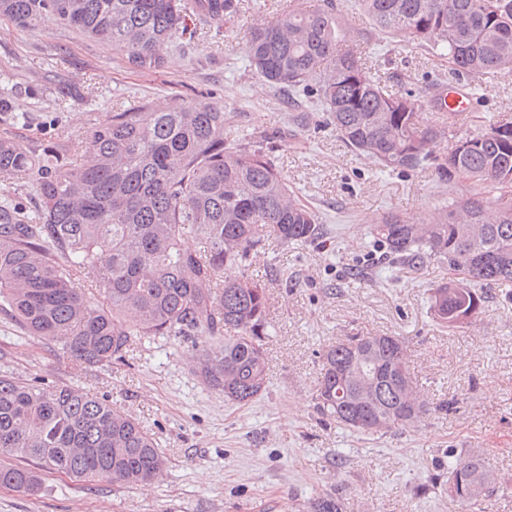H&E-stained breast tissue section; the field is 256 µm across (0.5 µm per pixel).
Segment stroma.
<instances>
[{
  "label": "stroma",
  "instance_id": "stroma-1",
  "mask_svg": "<svg viewBox=\"0 0 512 512\" xmlns=\"http://www.w3.org/2000/svg\"><path fill=\"white\" fill-rule=\"evenodd\" d=\"M288 0H240L222 29L177 40L160 72L127 71L111 48L51 22L27 30L0 25V79L31 125L13 130L32 152L69 155L105 113L150 102L224 106V135L263 132L276 163L315 211L324 235L303 245H270L243 269L269 298L265 392L242 405L205 388L190 371L189 340L135 345L125 362L80 367L60 349L25 335L0 315V375L75 386L136 417L166 459L162 479L128 487L45 474L38 492L0 488V512H306L320 495L343 512H462L441 489L448 449L489 456L506 487L488 512H512V285L483 287L481 313L444 328L430 311L447 265L379 260L369 226L386 212L432 217L471 185L433 168L393 172L357 155L312 99H286L249 67L250 31L283 13ZM364 66L392 93L412 92L425 117L447 65L425 52L386 43L364 16L338 7ZM75 91L65 99L59 86ZM484 119L512 115V73L480 84ZM349 336H397L411 376L433 406L414 427L356 434L315 409L323 350ZM453 410L437 411L439 402Z\"/></svg>",
  "mask_w": 512,
  "mask_h": 512
}]
</instances>
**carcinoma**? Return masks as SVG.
<instances>
[{
    "instance_id": "carcinoma-1",
    "label": "carcinoma",
    "mask_w": 512,
    "mask_h": 512,
    "mask_svg": "<svg viewBox=\"0 0 512 512\" xmlns=\"http://www.w3.org/2000/svg\"><path fill=\"white\" fill-rule=\"evenodd\" d=\"M373 28L448 62L470 88L512 70V0H354ZM239 0H0V25L53 22L112 48L132 72L167 68V49L191 20L219 26ZM251 69L270 86L320 103L341 139L385 168L434 167L484 197L453 201L427 224L385 213L371 234L388 256L415 267L448 263L462 275L433 289L443 326L480 312L478 285L512 282V118L463 127L453 112L426 121L411 93L385 90L336 20L334 0L262 20L250 35ZM12 127L29 116L0 93ZM37 197L27 207L14 184ZM321 232L318 217L279 171L263 136L224 139V106L108 112L68 157L36 155L0 135V314L26 335L91 366L122 361L134 344L160 336H215L193 346V372L236 404L267 388L268 295L243 277L214 287L228 266L243 265L268 242L303 243ZM192 234L195 249L182 239ZM98 288L87 297L81 281ZM316 408L336 424L376 434L417 424L423 407L397 336H349L328 347ZM372 401L360 402L363 389ZM0 486L36 492L41 472L81 481L145 485L166 462L153 437L112 403L73 386L44 387L0 376ZM483 455L448 450L444 492L483 510L492 495ZM310 512H342L323 495Z\"/></svg>"
}]
</instances>
